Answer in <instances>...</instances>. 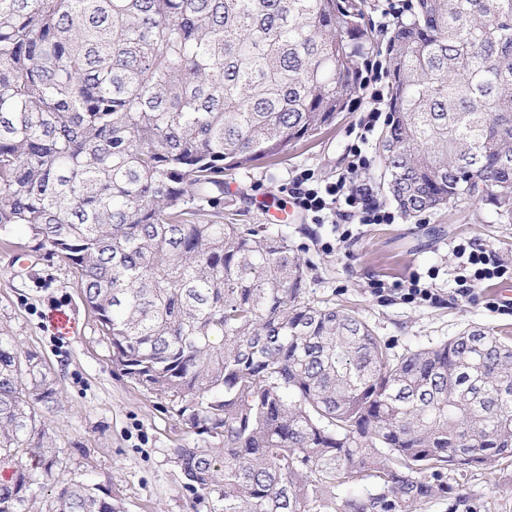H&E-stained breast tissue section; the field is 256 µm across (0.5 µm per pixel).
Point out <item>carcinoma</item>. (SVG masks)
I'll list each match as a JSON object with an SVG mask.
<instances>
[{
  "instance_id": "obj_1",
  "label": "carcinoma",
  "mask_w": 512,
  "mask_h": 512,
  "mask_svg": "<svg viewBox=\"0 0 512 512\" xmlns=\"http://www.w3.org/2000/svg\"><path fill=\"white\" fill-rule=\"evenodd\" d=\"M367 0H0V232L72 266L112 364L219 448L175 464L207 512H448L450 471L512 463V342L470 326L401 356L306 298L268 224L224 223V173L281 160L359 98ZM387 193L512 223V0H407L383 33ZM37 356L0 336V512H121L61 480ZM356 480L360 494L334 491ZM56 487L46 508L38 491Z\"/></svg>"
}]
</instances>
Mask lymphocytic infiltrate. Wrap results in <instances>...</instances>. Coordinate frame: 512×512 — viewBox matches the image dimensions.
<instances>
[{
    "label": "lymphocytic infiltrate",
    "instance_id": "1",
    "mask_svg": "<svg viewBox=\"0 0 512 512\" xmlns=\"http://www.w3.org/2000/svg\"><path fill=\"white\" fill-rule=\"evenodd\" d=\"M364 70L363 116L355 138L347 146L344 170L332 181L319 180L314 172L303 170L293 177L288 189L294 206L311 214L317 223L342 226L338 237L342 243L351 237L350 225L390 224L395 220L394 211L374 203L371 186L358 180L373 164L367 150L370 136L379 124L389 119L385 107L384 61L377 57L367 59ZM453 254L461 270L457 292L462 297L472 298L483 281L504 276L512 278L511 267L498 262L486 248L473 242L457 243Z\"/></svg>",
    "mask_w": 512,
    "mask_h": 512
}]
</instances>
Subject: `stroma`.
Wrapping results in <instances>:
<instances>
[{
	"label": "stroma",
	"instance_id": "stroma-1",
	"mask_svg": "<svg viewBox=\"0 0 512 512\" xmlns=\"http://www.w3.org/2000/svg\"><path fill=\"white\" fill-rule=\"evenodd\" d=\"M358 110L343 113L316 142L289 146L275 165H257L225 176L235 223L267 224L257 202L287 199L289 183L304 169L334 180L346 165L345 146L358 131ZM280 232L309 259L307 296L319 305L356 311L392 353L434 347L471 324L512 341V314L490 311L488 302L512 291V279L486 281L474 299L457 293L456 243L474 241L512 265V224H501L474 200L391 224L353 225V237L336 246L334 225L311 216L280 225ZM433 286L429 301H403L413 274ZM383 284L373 293L372 284ZM62 309L77 322L70 336L58 335L50 315ZM0 336L35 354L53 383L58 406L48 413L65 479L96 485L118 499L124 512H192L174 451L214 448L217 439L192 428L168 399L136 386L112 365V347L84 303L71 267L40 256L25 227L0 234ZM449 484L467 492L476 512H512V463L452 472Z\"/></svg>",
	"mask_w": 512,
	"mask_h": 512
}]
</instances>
